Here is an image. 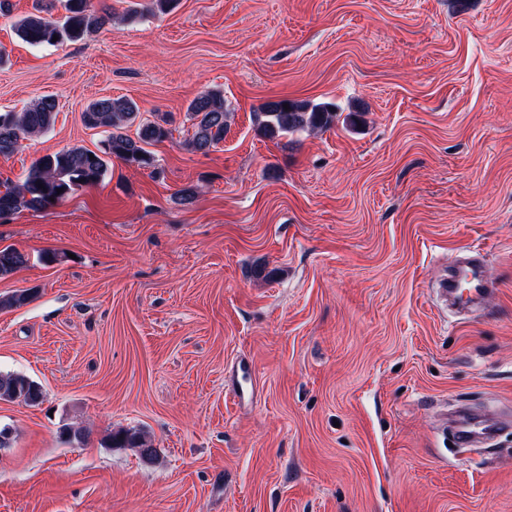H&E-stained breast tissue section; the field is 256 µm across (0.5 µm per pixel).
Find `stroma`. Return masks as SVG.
<instances>
[{
  "label": "stroma",
  "mask_w": 512,
  "mask_h": 512,
  "mask_svg": "<svg viewBox=\"0 0 512 512\" xmlns=\"http://www.w3.org/2000/svg\"><path fill=\"white\" fill-rule=\"evenodd\" d=\"M9 3L0 110L49 95L57 119L0 181L100 149L96 100L172 137L155 170L116 159L0 218V249L30 258L0 278V372L43 392L0 401V512H512V426L467 451L437 421L451 400L512 415V0H92L104 26L39 47L15 22L65 0ZM210 90L224 140L193 152ZM281 98L334 103L336 123L267 139L256 114ZM468 249L499 286L462 317L435 288ZM121 428L152 457L107 447ZM188 110L193 129L192 135L185 141L188 148L205 153L224 140L227 114L221 92L202 93L192 100Z\"/></svg>",
  "instance_id": "obj_1"
}]
</instances>
